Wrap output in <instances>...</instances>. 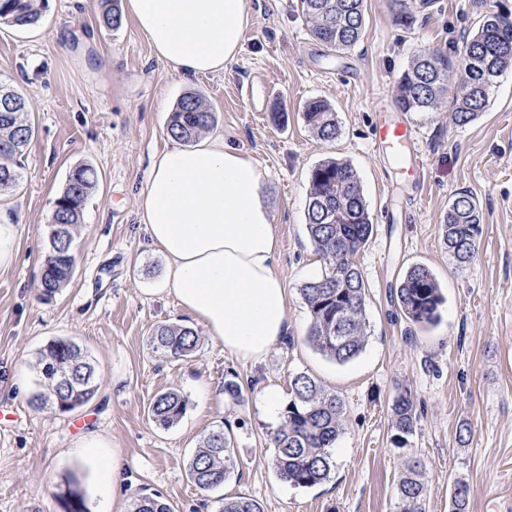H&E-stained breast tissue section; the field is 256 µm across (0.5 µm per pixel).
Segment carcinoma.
Listing matches in <instances>:
<instances>
[{
    "instance_id": "1",
    "label": "carcinoma",
    "mask_w": 512,
    "mask_h": 512,
    "mask_svg": "<svg viewBox=\"0 0 512 512\" xmlns=\"http://www.w3.org/2000/svg\"><path fill=\"white\" fill-rule=\"evenodd\" d=\"M299 10L314 39L336 53L354 47L364 25V0H298ZM45 0H0V24L26 31L39 25ZM390 10L399 25L409 27L413 17L404 0H390ZM123 24L118 0H110L100 15L99 25L115 31ZM512 14L485 12L476 32L463 41L453 111L458 126L474 121L489 103L497 79L512 70ZM448 56L437 49H422L403 72L397 85L395 105L401 112H428L437 108L447 95ZM17 104L15 112H0V195L16 189L24 178L23 157L34 135L24 117L26 102L13 88L0 82V100ZM303 119L323 141H332L340 128L330 104L322 99L310 101ZM215 123V115L203 96L186 93L171 115L170 136L192 143L203 130ZM96 173L79 166L54 202L53 223L42 266L43 298H53L73 277L74 231L81 223L84 206L95 187ZM307 230L316 251L325 263L322 274L303 283L302 298L309 311V344L338 364L356 358L367 341L366 299L368 290L356 258L373 232L359 175L348 163L328 159L317 164L310 174L305 213ZM483 212L473 193L460 191L452 196L441 224L442 241L455 265L463 268L475 258L480 244ZM393 304L405 321L426 330L437 325L443 304L439 282L423 265L408 268L392 292ZM154 352L167 358L193 355L199 346L196 330L183 325H161L150 336ZM37 390L30 404L69 413L92 401L101 388L95 361L71 337H58L41 349L35 359ZM187 402L175 390L157 394L150 406L156 424L170 428L186 411ZM345 407L342 398L323 388L315 378L298 373L291 380V398L283 419L273 434L276 448L271 466L277 477L292 486L315 487L330 478L332 449L342 434ZM417 427V414L411 390H399L392 404L390 441L393 447H411ZM239 467L235 449L219 426L203 436L188 463L194 485L209 491L222 485ZM426 465L417 457H407L396 486L399 512H426ZM63 512H87L83 492L72 482L58 495ZM217 512H264L251 497L218 499ZM469 488L456 483L450 512H468ZM129 512H173L155 494L134 495Z\"/></svg>"
}]
</instances>
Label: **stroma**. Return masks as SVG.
Listing matches in <instances>:
<instances>
[{
    "instance_id": "stroma-1",
    "label": "stroma",
    "mask_w": 512,
    "mask_h": 512,
    "mask_svg": "<svg viewBox=\"0 0 512 512\" xmlns=\"http://www.w3.org/2000/svg\"><path fill=\"white\" fill-rule=\"evenodd\" d=\"M298 0H250L251 24L241 53L223 74L190 81L155 58L131 20L116 31L98 24L101 0H48L41 24L20 32L0 25V80L25 98L35 128L24 163L27 180L0 197V217L22 230L18 257L0 270V410L18 419L0 427V512H61L57 493L77 478L88 512H129L137 492L157 493L175 512H213L217 496L246 495L264 512H395L399 451L390 443L391 404L409 387L419 420L412 450L427 467V512H448L451 487L465 483L470 512H512V71L498 79L481 117L466 127L451 104L408 112L423 167L418 177L374 144L380 107L394 104L396 84L414 55L435 48L458 68L464 38L479 24L474 0H405L415 22L396 26L389 0H364L357 44L338 54L310 34ZM269 89L267 110L254 111L239 87ZM204 94L217 123L211 135L246 152L267 173L265 193L279 239L276 269L288 288L290 337L263 363L236 361L209 336L191 357L169 360L149 343L160 325L194 326L173 298L143 286L162 259L137 216V192L151 155L169 145L167 124L180 97ZM313 98L327 100L340 126L331 142L302 118ZM333 157L358 172L373 233L357 257L368 288V339L339 364L305 340L310 323L302 284L324 261L305 221L311 168ZM97 182L75 233L76 268L52 299L41 294L48 216L77 166ZM474 193L483 211L481 246L455 268L441 224L454 193ZM413 264L436 275L441 320L409 330L390 289ZM60 336L75 337L96 360L102 387L67 414L28 403L31 363ZM316 378L345 403L344 430L326 482L296 488L280 481L270 460L281 413L267 414V386L289 401L296 373ZM241 386L224 393L225 380ZM178 390L188 405L171 428L156 425L154 395ZM471 435L459 441L460 425ZM224 426L241 460L218 491L199 490L187 472L203 435ZM97 435L115 448L123 479L101 496L77 456Z\"/></svg>"
}]
</instances>
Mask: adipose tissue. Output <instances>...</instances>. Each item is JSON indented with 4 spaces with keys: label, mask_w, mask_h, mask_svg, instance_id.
<instances>
[{
    "label": "adipose tissue",
    "mask_w": 512,
    "mask_h": 512,
    "mask_svg": "<svg viewBox=\"0 0 512 512\" xmlns=\"http://www.w3.org/2000/svg\"><path fill=\"white\" fill-rule=\"evenodd\" d=\"M125 12L155 56L185 79L223 73L251 22L249 0H126ZM266 173L206 136L155 153L137 193L139 221L164 259L148 291L173 297L225 352L261 364L290 329L288 291L276 270L277 236ZM98 492L122 472L97 437L82 443Z\"/></svg>",
    "instance_id": "obj_1"
}]
</instances>
